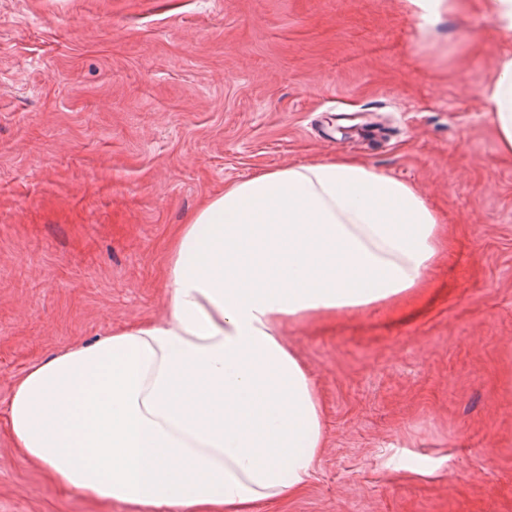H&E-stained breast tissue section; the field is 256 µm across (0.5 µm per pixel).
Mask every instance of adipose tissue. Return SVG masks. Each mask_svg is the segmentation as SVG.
Here are the masks:
<instances>
[{
	"label": "adipose tissue",
	"mask_w": 512,
	"mask_h": 512,
	"mask_svg": "<svg viewBox=\"0 0 512 512\" xmlns=\"http://www.w3.org/2000/svg\"><path fill=\"white\" fill-rule=\"evenodd\" d=\"M420 36L462 0H405ZM479 100L512 153V0ZM444 247L411 184L357 158L262 171L205 199L167 245V313L30 365L0 421L60 486L133 512H258L302 494L325 446L291 323L424 288Z\"/></svg>",
	"instance_id": "ef3b65f1"
}]
</instances>
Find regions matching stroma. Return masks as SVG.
Returning a JSON list of instances; mask_svg holds the SVG:
<instances>
[{
    "label": "stroma",
    "mask_w": 512,
    "mask_h": 512,
    "mask_svg": "<svg viewBox=\"0 0 512 512\" xmlns=\"http://www.w3.org/2000/svg\"><path fill=\"white\" fill-rule=\"evenodd\" d=\"M477 0H0V411L33 362L165 313L205 199L337 156L416 187L448 248L415 296L289 325L324 405L308 488L259 512H512V155ZM0 512H130L0 425ZM409 15L418 33L425 38L431 35L446 15L462 7V0H405Z\"/></svg>",
    "instance_id": "stroma-1"
}]
</instances>
